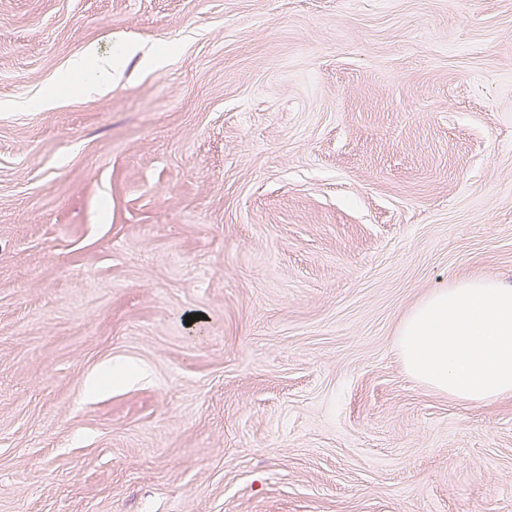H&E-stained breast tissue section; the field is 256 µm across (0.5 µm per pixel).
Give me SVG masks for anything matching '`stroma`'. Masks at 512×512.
<instances>
[{
  "instance_id": "35a3bbf8",
  "label": "stroma",
  "mask_w": 512,
  "mask_h": 512,
  "mask_svg": "<svg viewBox=\"0 0 512 512\" xmlns=\"http://www.w3.org/2000/svg\"><path fill=\"white\" fill-rule=\"evenodd\" d=\"M474 276L512 0H0V512H512V397L395 344ZM89 64L93 76L80 84L68 85L67 88L78 95L104 94L111 84L112 70L117 68L118 60L112 56H102L95 45H88L82 56L76 60L72 69L83 70Z\"/></svg>"
}]
</instances>
